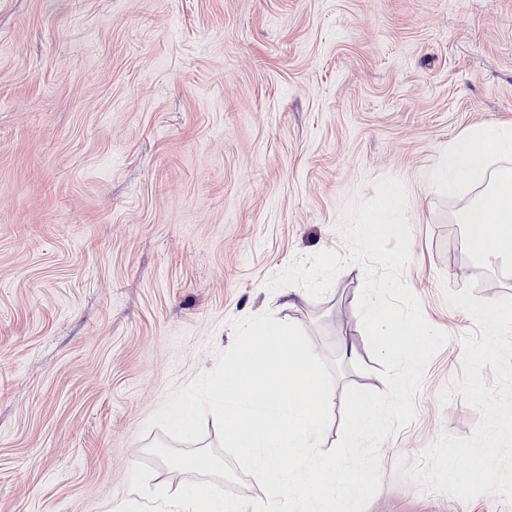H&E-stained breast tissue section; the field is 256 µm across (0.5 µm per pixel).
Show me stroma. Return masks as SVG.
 <instances>
[{
    "instance_id": "obj_1",
    "label": "stroma",
    "mask_w": 512,
    "mask_h": 512,
    "mask_svg": "<svg viewBox=\"0 0 512 512\" xmlns=\"http://www.w3.org/2000/svg\"><path fill=\"white\" fill-rule=\"evenodd\" d=\"M512 124V0H0V512H118L149 488L266 492L219 446L148 422L212 369L231 320L300 326L347 387L385 391L347 265L295 305L266 283L297 258L346 253L340 226L382 177L408 194L403 279L448 343L417 416L381 446L366 512H512L422 488L397 468L479 415L440 392L477 329L445 290L512 296L478 257L463 197L431 185L456 137ZM351 356L340 353L342 345Z\"/></svg>"
}]
</instances>
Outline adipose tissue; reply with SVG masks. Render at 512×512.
<instances>
[{
    "label": "adipose tissue",
    "instance_id": "ef3b65f1",
    "mask_svg": "<svg viewBox=\"0 0 512 512\" xmlns=\"http://www.w3.org/2000/svg\"><path fill=\"white\" fill-rule=\"evenodd\" d=\"M512 157V125L474 127L454 139L435 168V189L448 196L471 185L479 191L455 215L483 259L512 270V171L487 175L490 157Z\"/></svg>",
    "mask_w": 512,
    "mask_h": 512
}]
</instances>
